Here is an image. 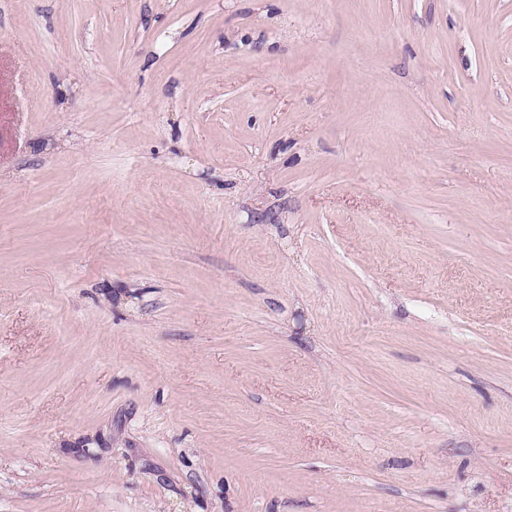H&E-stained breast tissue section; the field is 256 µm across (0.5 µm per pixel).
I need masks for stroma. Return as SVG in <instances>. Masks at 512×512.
<instances>
[{
  "instance_id": "obj_1",
  "label": "stroma",
  "mask_w": 512,
  "mask_h": 512,
  "mask_svg": "<svg viewBox=\"0 0 512 512\" xmlns=\"http://www.w3.org/2000/svg\"><path fill=\"white\" fill-rule=\"evenodd\" d=\"M0 512H512V0H0Z\"/></svg>"
}]
</instances>
